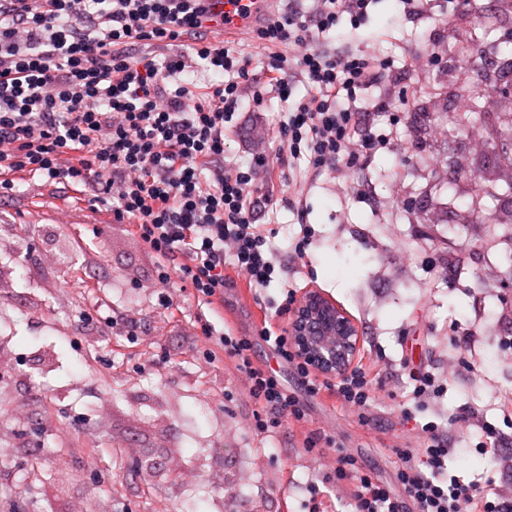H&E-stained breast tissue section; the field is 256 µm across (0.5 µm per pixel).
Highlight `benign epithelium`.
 Segmentation results:
<instances>
[{"label": "benign epithelium", "instance_id": "7a95c632", "mask_svg": "<svg viewBox=\"0 0 512 512\" xmlns=\"http://www.w3.org/2000/svg\"><path fill=\"white\" fill-rule=\"evenodd\" d=\"M288 335L299 354L327 375L349 367L359 348V330L353 319L318 291L306 293L297 303Z\"/></svg>", "mask_w": 512, "mask_h": 512}]
</instances>
